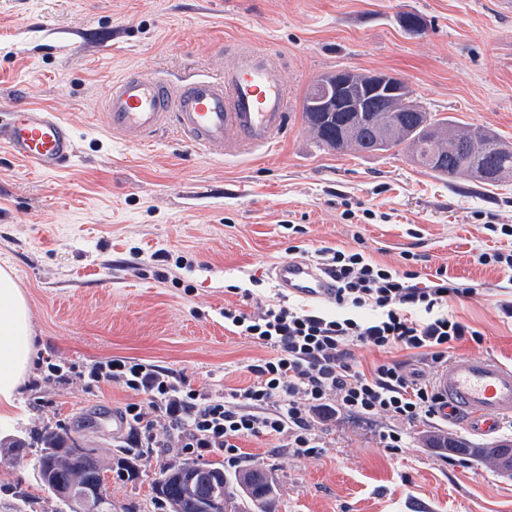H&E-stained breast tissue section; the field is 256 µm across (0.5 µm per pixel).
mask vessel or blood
I'll list each match as a JSON object with an SVG mask.
<instances>
[{"instance_id": "obj_1", "label": "vessel or blood", "mask_w": 512, "mask_h": 512, "mask_svg": "<svg viewBox=\"0 0 512 512\" xmlns=\"http://www.w3.org/2000/svg\"><path fill=\"white\" fill-rule=\"evenodd\" d=\"M114 133L143 142L174 127L192 147L228 156L270 149L288 128V91L280 66L263 51L243 50L223 77L173 83L128 73L114 79L104 103ZM0 146L35 170L49 173L75 155L70 126L56 113L23 108L0 120ZM272 278L290 295L326 300L332 283L307 260L276 263ZM440 414L470 433H496L512 416V366L477 356L457 358L435 379Z\"/></svg>"}]
</instances>
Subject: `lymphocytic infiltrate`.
I'll return each mask as SVG.
<instances>
[{"label": "lymphocytic infiltrate", "mask_w": 512, "mask_h": 512, "mask_svg": "<svg viewBox=\"0 0 512 512\" xmlns=\"http://www.w3.org/2000/svg\"><path fill=\"white\" fill-rule=\"evenodd\" d=\"M404 259L407 267L399 270L371 260L359 247L320 249L317 265L336 284L332 316L286 299L251 313L225 308V323L270 351L250 365L253 382L227 396L191 388L157 366L118 358L83 368L59 358L46 363L44 379L118 386L131 395L123 413L131 447H156L155 432L165 426L169 447L197 457L216 450L232 468L240 462V441L248 437L283 441L299 459L314 456L327 422L342 413L408 425L428 421L440 403L433 380L388 357L361 371L354 350L412 351L442 368L454 344L482 340L448 310L450 298L472 296L475 289L454 281L443 266L421 280L413 268L417 255Z\"/></svg>", "instance_id": "1"}]
</instances>
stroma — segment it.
Listing matches in <instances>:
<instances>
[{
  "instance_id": "stroma-1",
  "label": "stroma",
  "mask_w": 512,
  "mask_h": 512,
  "mask_svg": "<svg viewBox=\"0 0 512 512\" xmlns=\"http://www.w3.org/2000/svg\"><path fill=\"white\" fill-rule=\"evenodd\" d=\"M408 14L421 31L404 27ZM253 48L273 55L288 86V130L272 149L227 158L171 130L140 146L107 127L112 79L218 77ZM344 68L400 77L425 111L512 145V15L497 0H0V115L46 109L76 140L75 158L55 173L0 147V266L29 305L36 357L125 358L198 389L246 386L249 365L269 352L225 326V306L278 301L270 270L291 247L358 242L378 262L399 266L410 251L422 277L444 266L473 285L475 295L448 306L483 340L448 357L512 365V321L497 309L512 300V281L477 261L493 244L486 223L512 225V176L494 186L448 180L398 149L320 147L302 100L319 76ZM366 209L374 220H361ZM160 249L191 260L183 286L155 277L149 258ZM234 285L253 287L252 299ZM128 399L113 385L57 387L29 370L15 406L0 408V512H62L37 484L34 432H80L114 465L128 431L112 419ZM387 425L342 419L318 455L300 460L278 440L249 437L243 464L272 476L278 512H512V476L472 455L489 440L437 420L409 428L391 453L377 437ZM433 436L469 451L430 447ZM16 440L22 449H10ZM182 460L175 448L130 458L134 480L108 479L112 512H156L151 483Z\"/></svg>"
}]
</instances>
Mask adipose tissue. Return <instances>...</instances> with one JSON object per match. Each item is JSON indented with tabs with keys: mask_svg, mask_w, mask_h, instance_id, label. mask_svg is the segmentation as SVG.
Wrapping results in <instances>:
<instances>
[{
	"mask_svg": "<svg viewBox=\"0 0 512 512\" xmlns=\"http://www.w3.org/2000/svg\"><path fill=\"white\" fill-rule=\"evenodd\" d=\"M34 329L12 272L0 268V406L13 405L34 353Z\"/></svg>",
	"mask_w": 512,
	"mask_h": 512,
	"instance_id": "adipose-tissue-1",
	"label": "adipose tissue"
}]
</instances>
